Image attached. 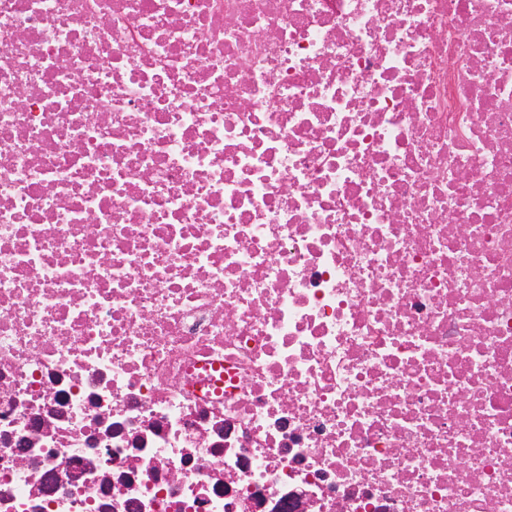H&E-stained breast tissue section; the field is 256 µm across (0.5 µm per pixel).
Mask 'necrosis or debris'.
<instances>
[{
    "instance_id": "necrosis-or-debris-1",
    "label": "necrosis or debris",
    "mask_w": 512,
    "mask_h": 512,
    "mask_svg": "<svg viewBox=\"0 0 512 512\" xmlns=\"http://www.w3.org/2000/svg\"><path fill=\"white\" fill-rule=\"evenodd\" d=\"M0 512H512V0H0Z\"/></svg>"
}]
</instances>
